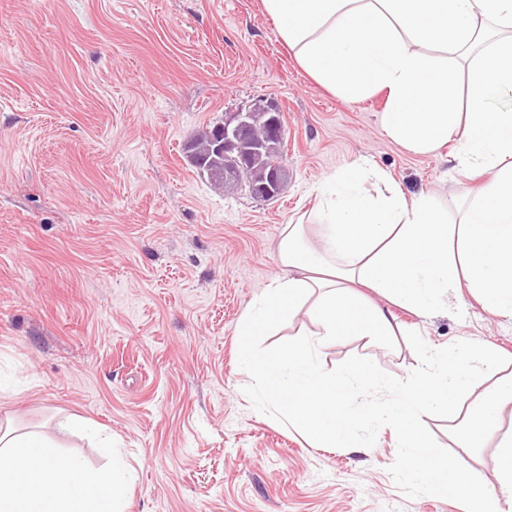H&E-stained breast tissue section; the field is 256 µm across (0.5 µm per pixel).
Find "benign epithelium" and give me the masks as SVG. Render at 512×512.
<instances>
[{"instance_id": "1", "label": "benign epithelium", "mask_w": 512, "mask_h": 512, "mask_svg": "<svg viewBox=\"0 0 512 512\" xmlns=\"http://www.w3.org/2000/svg\"><path fill=\"white\" fill-rule=\"evenodd\" d=\"M279 106L268 99H260L246 111L234 112L217 123V135L211 141L208 152L219 163L217 167H207L201 174L211 181H220L230 189L239 187L242 172L248 170L252 162L262 156L265 143L251 135L253 120L262 116L268 127L282 133L278 118ZM286 179V169L274 162L263 167L249 183L253 198L270 200L278 196Z\"/></svg>"}]
</instances>
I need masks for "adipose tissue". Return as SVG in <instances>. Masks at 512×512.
<instances>
[{"label":"adipose tissue","instance_id":"1","mask_svg":"<svg viewBox=\"0 0 512 512\" xmlns=\"http://www.w3.org/2000/svg\"><path fill=\"white\" fill-rule=\"evenodd\" d=\"M281 41L321 85L357 99L385 91L381 122L406 149L428 154L455 140L458 167L492 170L460 223L426 195L372 196L367 178L383 171L351 164L321 187L315 210L318 242L303 224L285 225L278 245L283 269L242 321V364L253 389L282 419L319 448L359 450L360 424L391 432L399 470L432 494L465 498L470 512H512V432L499 440L494 486L437 453L423 415H466L463 447H479L512 407V376L495 374L491 348L463 345L456 355L425 350L414 374L394 384L388 400L362 410L355 389L377 384L369 362L325 369L322 350L344 336L370 341L395 336L378 295L423 312L444 307L449 292H468L491 314L512 320V107L488 109L512 92V0H262ZM492 20L496 28L479 26ZM464 74L469 110L460 112L456 76ZM311 303L314 336L289 339L259 353L254 338L284 315ZM134 475L119 463L91 468L59 452L36 431L0 427V512H127Z\"/></svg>","mask_w":512,"mask_h":512}]
</instances>
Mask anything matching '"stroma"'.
I'll list each match as a JSON object with an SVG mask.
<instances>
[{"label":"stroma","mask_w":512,"mask_h":512,"mask_svg":"<svg viewBox=\"0 0 512 512\" xmlns=\"http://www.w3.org/2000/svg\"><path fill=\"white\" fill-rule=\"evenodd\" d=\"M261 98L281 108L287 180L258 201L215 189L185 142ZM379 91L340 98L305 72L261 0H0V421L102 464L60 426L111 432L134 471L128 512H467L400 480L396 441L318 448L259 402L239 363V323L279 273L284 224L316 209V188L367 160L370 194L428 195L459 223L484 185L451 146L417 154L392 140ZM396 344L345 337L326 368L369 360L386 400L422 349L499 348L512 372V321L449 294L427 315L380 300ZM432 443L491 483L498 434L459 446L430 415Z\"/></svg>","instance_id":"1"}]
</instances>
